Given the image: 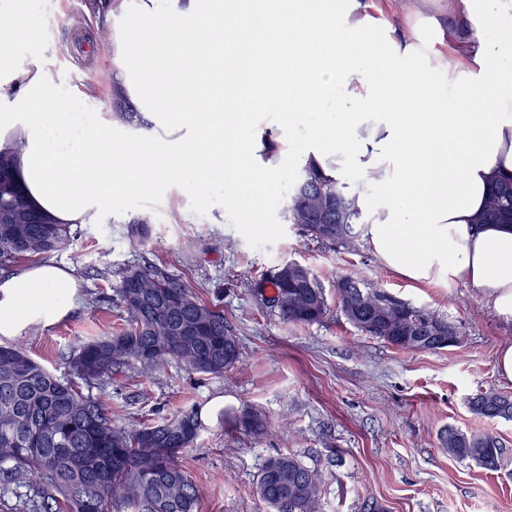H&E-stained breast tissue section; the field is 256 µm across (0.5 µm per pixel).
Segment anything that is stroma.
<instances>
[{
    "label": "stroma",
    "mask_w": 512,
    "mask_h": 512,
    "mask_svg": "<svg viewBox=\"0 0 512 512\" xmlns=\"http://www.w3.org/2000/svg\"><path fill=\"white\" fill-rule=\"evenodd\" d=\"M93 6V0H50L41 41L62 82L95 88L100 111L108 113V50L84 25ZM192 179L188 173L152 193L126 195L93 223L76 225L52 258L75 267L84 300L61 323L24 332L27 353L69 377L66 354L120 325V271L148 260L223 310L240 340L241 361L221 377L172 361L157 372L133 369L82 390L104 401L113 425L127 429L141 417L201 410L223 396L217 419L202 423L194 447L181 457L198 489V512H269L255 485L265 460L280 453L318 473V512H512V421L488 420L469 408L480 392L512 395V382L495 370L512 326L480 292L461 283L411 282L362 240L352 249L310 240L284 219L287 196L276 187L240 203L230 181L214 180L196 195L188 190ZM136 218L148 221L140 246L128 234ZM291 259L312 268L326 288L330 311L321 323H284L255 296L262 274ZM349 271L447 315L459 327L460 344L436 353L399 351L358 332L336 308V277ZM248 405L265 417V433L238 423ZM451 427L498 437L504 468L490 472L450 457L441 440Z\"/></svg>",
    "instance_id": "1"
}]
</instances>
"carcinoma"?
<instances>
[{
    "mask_svg": "<svg viewBox=\"0 0 512 512\" xmlns=\"http://www.w3.org/2000/svg\"><path fill=\"white\" fill-rule=\"evenodd\" d=\"M115 117L137 121L136 106L120 92L112 94ZM15 156L0 152V269L23 257H46L73 236L72 225L58 224L30 203L15 175ZM302 185H294L284 218L300 225L305 236L325 245L349 248L361 235L363 215L355 205L354 187L308 164L301 168ZM342 196L348 210L342 232L326 236L322 225H336V210L307 223L302 211L316 200ZM35 214L37 224L26 219ZM480 223L512 224V180L494 188ZM338 309L355 308L360 319L346 320L358 331L397 350L437 352V337L425 328V306L402 301L414 330L390 335L371 315L362 292L381 289L353 273L336 278ZM256 293L267 307L284 294L292 297L279 310L285 323L313 325L327 316L325 290L311 270L299 275L277 265L263 277ZM117 296L124 327L110 336H92L68 358L74 379L56 377L20 346L0 347V482L21 472L37 480L47 512H197L198 490L180 464L200 432L192 410L160 420L143 418L133 430L112 424L103 402L83 393L78 381L103 383L127 367L156 371L174 360L190 370L222 376L241 360L238 337L224 321V312L198 300L182 283L147 263L120 272ZM471 410L489 420H512V398L494 390L474 397ZM244 428L259 434L261 414L245 408ZM443 445L448 455L470 460L497 472L504 449L490 434L448 429ZM320 478L294 454L268 458L258 475L256 493L270 512H316Z\"/></svg>",
    "mask_w": 512,
    "mask_h": 512,
    "instance_id": "carcinoma-1",
    "label": "carcinoma"
}]
</instances>
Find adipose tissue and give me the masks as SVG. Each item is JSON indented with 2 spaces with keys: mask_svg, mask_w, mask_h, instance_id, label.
Instances as JSON below:
<instances>
[{
  "mask_svg": "<svg viewBox=\"0 0 512 512\" xmlns=\"http://www.w3.org/2000/svg\"><path fill=\"white\" fill-rule=\"evenodd\" d=\"M411 27L379 25L363 0H109L93 17L108 35L109 82L139 105L141 136L113 141L99 119L79 135L93 90L65 88L32 21L31 0H0V151L15 155L29 200L61 224H85L129 192L149 193L193 167L195 189L223 174L251 194L273 183L265 129L317 116L300 164L361 174L356 204L379 260L416 282L462 281L512 324V226L480 224L495 182L512 175V0H448L442 29L428 0H401ZM126 25L113 29L115 14ZM261 43L254 76L270 91L220 102L203 88L228 40ZM29 45L26 55L13 47ZM253 133L225 138L237 118ZM172 125L159 143L153 128ZM76 270L51 259L0 285V340L46 329L78 306Z\"/></svg>",
  "mask_w": 512,
  "mask_h": 512,
  "instance_id": "adipose-tissue-1",
  "label": "adipose tissue"
}]
</instances>
